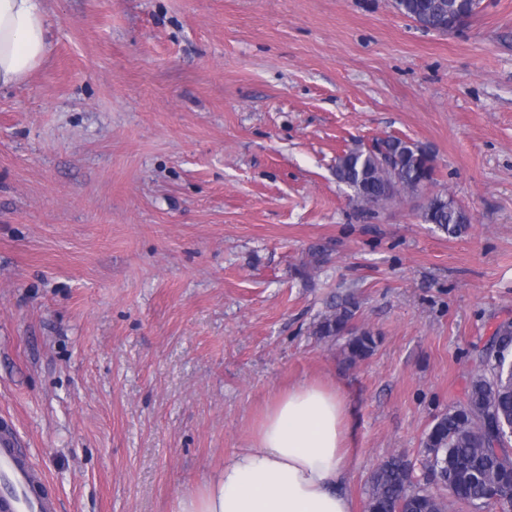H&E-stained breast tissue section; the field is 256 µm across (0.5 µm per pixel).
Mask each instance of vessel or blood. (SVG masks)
Returning a JSON list of instances; mask_svg holds the SVG:
<instances>
[{
    "mask_svg": "<svg viewBox=\"0 0 512 512\" xmlns=\"http://www.w3.org/2000/svg\"><path fill=\"white\" fill-rule=\"evenodd\" d=\"M0 476L15 487V494H0V512H53L36 466L18 450L9 429L0 430Z\"/></svg>",
    "mask_w": 512,
    "mask_h": 512,
    "instance_id": "1",
    "label": "vessel or blood"
}]
</instances>
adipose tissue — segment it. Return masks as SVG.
<instances>
[{"label":"adipose tissue","instance_id":"1","mask_svg":"<svg viewBox=\"0 0 512 512\" xmlns=\"http://www.w3.org/2000/svg\"><path fill=\"white\" fill-rule=\"evenodd\" d=\"M45 0H0V88L23 83L50 43ZM343 395L320 382L277 394L249 447L173 512H353L343 486L352 465Z\"/></svg>","mask_w":512,"mask_h":512}]
</instances>
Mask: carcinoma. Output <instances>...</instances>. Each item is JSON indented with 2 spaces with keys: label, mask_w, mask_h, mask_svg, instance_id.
I'll list each match as a JSON object with an SVG mask.
<instances>
[{
  "label": "carcinoma",
  "mask_w": 512,
  "mask_h": 512,
  "mask_svg": "<svg viewBox=\"0 0 512 512\" xmlns=\"http://www.w3.org/2000/svg\"><path fill=\"white\" fill-rule=\"evenodd\" d=\"M481 0H398L401 14L426 30H435L456 8L469 21ZM373 151L350 150L336 158V178L361 198L364 211L372 197L387 194L394 200L403 192L414 193L423 182H435L432 154L423 146L398 137L380 142ZM423 219L438 230L459 236L471 224L467 210L454 200L435 195L423 211ZM355 304L349 300L317 325L322 338L344 340L343 352L353 365L369 357L377 347L376 334L353 323ZM512 321L500 323L480 355L478 373L466 391V400L438 415L421 448L431 480L453 492V501L476 512L492 503L512 512V499L501 490L512 486ZM444 498L428 484L415 481L403 456L381 463L370 478L365 512H448Z\"/></svg>",
  "instance_id": "cac0c4a2"
}]
</instances>
